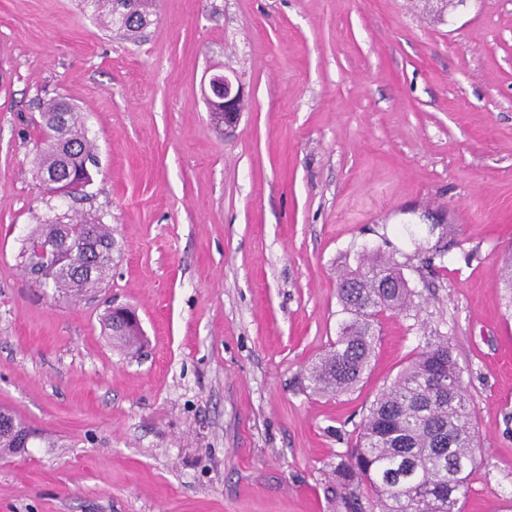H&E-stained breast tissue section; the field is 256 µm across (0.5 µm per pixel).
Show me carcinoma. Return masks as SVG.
I'll list each match as a JSON object with an SVG mask.
<instances>
[{"label":"carcinoma","instance_id":"obj_1","mask_svg":"<svg viewBox=\"0 0 512 512\" xmlns=\"http://www.w3.org/2000/svg\"><path fill=\"white\" fill-rule=\"evenodd\" d=\"M131 2L134 12L127 16L117 10L116 0H83L106 27L134 41L150 24L154 0ZM42 117L45 148L35 157V168L46 193L91 179L88 165L96 164V157L81 113L56 100L46 104ZM64 239L70 257L55 255ZM113 247L112 229L101 218L55 214L39 222L21 258L28 266L31 258L42 256L48 266L39 284L75 298L107 281ZM378 276L393 287H376ZM337 296L344 314L340 331L309 370L316 393L337 395L355 388L375 353L380 316L416 307V293L397 264L366 251L356 267L340 273ZM0 420L17 426L0 430V449L27 447L24 424L2 411ZM477 451L475 411L454 348L448 337L433 336L373 401L358 425L355 445L336 455L326 493L338 512H462Z\"/></svg>","mask_w":512,"mask_h":512}]
</instances>
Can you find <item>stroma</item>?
<instances>
[{"mask_svg": "<svg viewBox=\"0 0 512 512\" xmlns=\"http://www.w3.org/2000/svg\"><path fill=\"white\" fill-rule=\"evenodd\" d=\"M135 41L79 0H0V512H336L323 492L375 396L450 337L480 460L463 512H512V0H157ZM244 88L235 127L205 100ZM83 115L87 196L46 194L40 105ZM112 228V275L65 300L19 258L39 219ZM394 255L417 294L361 382L308 369L337 273ZM136 309L138 353L103 327ZM0 420L5 422L9 421L11 423H15L18 431H12L10 429H4L2 426L0 430V449L8 450L9 452H13L20 448H27V437L28 431L24 424L18 420L16 417L9 413L0 412ZM22 432H26V436L22 435Z\"/></svg>", "mask_w": 512, "mask_h": 512, "instance_id": "35a3bbf8", "label": "stroma"}]
</instances>
